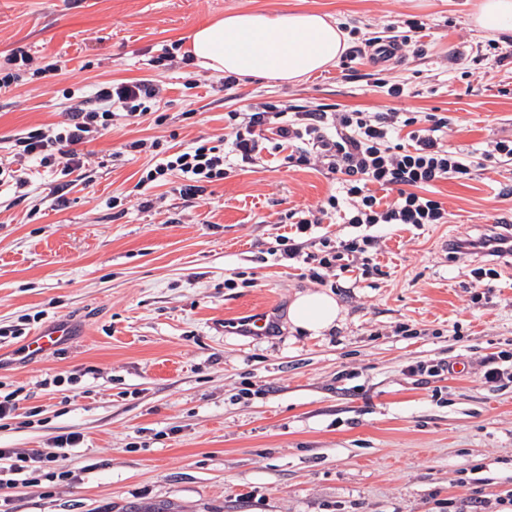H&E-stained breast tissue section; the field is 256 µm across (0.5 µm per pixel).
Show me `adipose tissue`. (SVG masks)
I'll list each match as a JSON object with an SVG mask.
<instances>
[{
  "label": "adipose tissue",
  "mask_w": 512,
  "mask_h": 512,
  "mask_svg": "<svg viewBox=\"0 0 512 512\" xmlns=\"http://www.w3.org/2000/svg\"><path fill=\"white\" fill-rule=\"evenodd\" d=\"M474 24L489 35L512 34V0H477ZM194 66L215 75L297 84L333 66L347 35L329 15L313 10L234 12L206 21L187 36ZM336 299L325 292L297 294L290 323L314 335L340 318Z\"/></svg>",
  "instance_id": "1"
}]
</instances>
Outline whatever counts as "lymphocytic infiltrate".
<instances>
[{
  "label": "lymphocytic infiltrate",
  "mask_w": 512,
  "mask_h": 512,
  "mask_svg": "<svg viewBox=\"0 0 512 512\" xmlns=\"http://www.w3.org/2000/svg\"><path fill=\"white\" fill-rule=\"evenodd\" d=\"M160 94L159 85L151 79L97 86L89 100L68 93L63 122L17 135L13 160H0V184L11 181L23 187L25 181L15 168L28 162L45 168L58 166L67 175L86 169L89 160L83 145L116 120L138 122L158 105ZM228 119L227 134L213 143L199 139L187 150L159 159L141 177V184L176 173L181 180L175 193L195 200L202 197L207 183L223 179L234 163L256 161L267 147L287 151L290 164L325 171L336 180L338 194L301 213L292 232L278 236L276 247L269 250L279 262L305 258L312 263L311 277L318 283L337 262L377 246V236L370 233L373 227L447 223L443 202L429 194L436 182L512 162L511 138L492 141L475 155L445 148L442 139L448 121L427 112L333 110L324 104L288 107L264 102L229 113ZM389 192L394 195L390 201L385 198ZM336 213L344 223L366 227V234L335 243L324 238L321 252H310L313 228ZM81 441L76 433L59 436L58 453L45 458L0 448V461L8 462L9 472L34 474L66 460L69 450Z\"/></svg>",
  "instance_id": "1"
}]
</instances>
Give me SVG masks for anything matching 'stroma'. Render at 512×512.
Segmentation results:
<instances>
[{
    "mask_svg": "<svg viewBox=\"0 0 512 512\" xmlns=\"http://www.w3.org/2000/svg\"><path fill=\"white\" fill-rule=\"evenodd\" d=\"M474 2L0 0V55L21 47L60 64L0 89V158L18 133L63 120L64 90L162 88L158 115L87 144L89 173L31 164L24 188L0 186V394L21 411L0 421V448L49 455L59 436L82 437L63 463L71 481L17 480L0 512H471L512 493V382L478 379L482 357L512 351V266L496 260L497 276L474 288L470 263L448 250L512 216V166L435 183L447 223L382 226L378 272L318 284L309 264H276L268 250L290 230L281 216L334 192L326 175L266 153L189 202L174 174L139 187L156 151L125 149L147 139L183 151L259 102L434 113L449 122L444 145L464 153L512 138V35L478 32ZM252 9L325 12L347 49L302 83L227 92L181 58L157 65L195 26ZM408 19L426 25L423 54L377 65L362 53ZM318 289L335 296L338 326L293 330L289 304ZM265 307L268 335L237 330ZM61 323L75 330L64 346L25 354ZM439 361L453 373L425 383L408 371Z\"/></svg>",
    "mask_w": 512,
    "mask_h": 512,
    "instance_id": "obj_1",
    "label": "stroma"
}]
</instances>
